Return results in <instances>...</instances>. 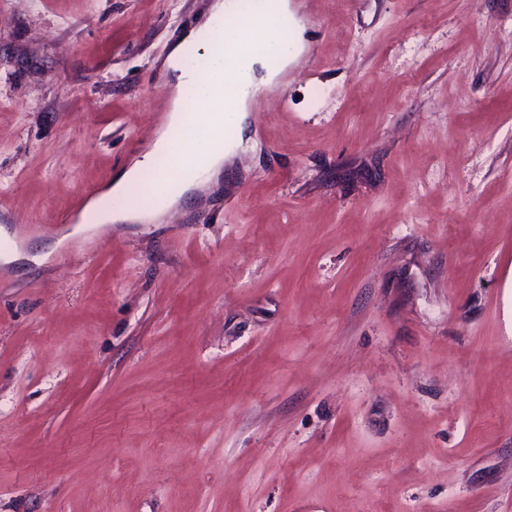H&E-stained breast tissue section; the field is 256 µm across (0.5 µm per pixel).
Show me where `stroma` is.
Instances as JSON below:
<instances>
[{
    "label": "stroma",
    "instance_id": "stroma-1",
    "mask_svg": "<svg viewBox=\"0 0 512 512\" xmlns=\"http://www.w3.org/2000/svg\"><path fill=\"white\" fill-rule=\"evenodd\" d=\"M208 2L0 0V512H512V0H291L230 175L75 232Z\"/></svg>",
    "mask_w": 512,
    "mask_h": 512
}]
</instances>
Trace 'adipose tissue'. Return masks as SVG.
<instances>
[{
  "label": "adipose tissue",
  "instance_id": "1",
  "mask_svg": "<svg viewBox=\"0 0 512 512\" xmlns=\"http://www.w3.org/2000/svg\"><path fill=\"white\" fill-rule=\"evenodd\" d=\"M229 14L243 21L231 35L220 28ZM300 36L301 26L293 20L289 0H211L205 23L188 29L164 61L173 94L166 129L158 133L150 151L115 179L110 194H124L159 154L176 155L179 162L170 167L168 176L177 188L156 202L157 211H168L193 195L203 179L219 178L223 151L209 149L206 136L189 139V129L217 133L228 123L234 131H242L256 87L272 83L287 68L291 61L288 43ZM192 53L207 59V79H199L188 69L186 61ZM231 77L242 82L244 90L229 102L224 98V84ZM191 84L197 93L189 98L185 89Z\"/></svg>",
  "mask_w": 512,
  "mask_h": 512
}]
</instances>
